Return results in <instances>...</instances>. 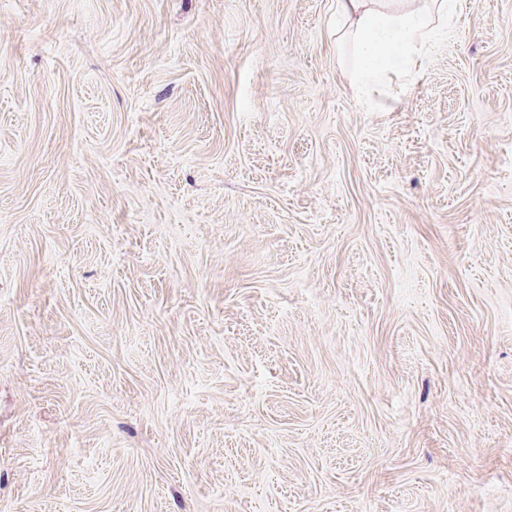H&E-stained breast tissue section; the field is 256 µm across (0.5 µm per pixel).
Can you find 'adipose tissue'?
<instances>
[{"mask_svg":"<svg viewBox=\"0 0 512 512\" xmlns=\"http://www.w3.org/2000/svg\"><path fill=\"white\" fill-rule=\"evenodd\" d=\"M436 10L428 12L409 5L407 0H336V12L363 44L367 62L361 74V89L389 82L391 62L401 44L413 53L406 60V74L422 66L425 47L435 36V17H447L448 0H433Z\"/></svg>","mask_w":512,"mask_h":512,"instance_id":"adipose-tissue-1","label":"adipose tissue"}]
</instances>
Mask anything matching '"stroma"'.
<instances>
[{
    "mask_svg": "<svg viewBox=\"0 0 512 512\" xmlns=\"http://www.w3.org/2000/svg\"><path fill=\"white\" fill-rule=\"evenodd\" d=\"M358 58L336 0H0V512H512V0Z\"/></svg>",
    "mask_w": 512,
    "mask_h": 512,
    "instance_id": "obj_1",
    "label": "stroma"
}]
</instances>
